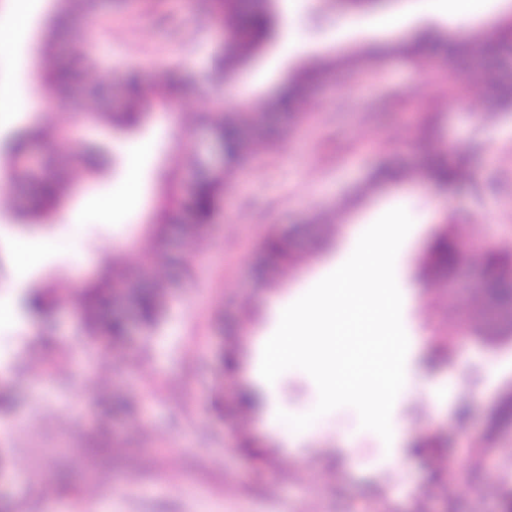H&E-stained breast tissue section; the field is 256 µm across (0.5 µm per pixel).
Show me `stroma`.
<instances>
[{"instance_id":"35a3bbf8","label":"stroma","mask_w":512,"mask_h":512,"mask_svg":"<svg viewBox=\"0 0 512 512\" xmlns=\"http://www.w3.org/2000/svg\"><path fill=\"white\" fill-rule=\"evenodd\" d=\"M407 0H274L281 36L230 79L189 93L175 111H155L136 131L86 127L79 140L101 144L110 165L73 194L80 223L57 215L28 227L14 214L20 201L0 182V303L14 304L12 242L31 241L44 251L31 283L52 286L59 305L47 323L19 336L15 323L0 325V512H505L512 491V426L493 427L492 407L512 391V335L470 331V290L486 279L476 260L423 281L416 265L427 243L448 220L474 248L512 247V108L490 107L477 68L448 73L439 55L413 60L399 54L414 37L410 26H374V17ZM93 53L103 76L137 68L145 76L164 70L210 69L221 29L200 0H128L103 9L95 21ZM27 43V42H26ZM26 43L0 49V86L22 91L31 78ZM385 49L378 65L350 71L358 51ZM311 62L331 63L333 79L317 83L305 117L282 142L259 151L231 177L204 254L185 252L189 278L172 290L160 332L135 349L103 348L89 354L77 329L76 283L120 253L137 271L152 246L146 234L165 180L185 151L210 135L209 117L231 103L239 86L253 100L270 95ZM70 106L16 111L0 117V138L23 124L58 126ZM468 159L470 178L455 198L418 176L435 145ZM140 199L136 212L106 214L98 199L111 197L128 177L127 159L138 155ZM390 165L404 178L367 187L369 173ZM386 207H402L413 227L397 255L402 324L409 340L406 385L391 423L401 433L384 443L362 429L344 406L292 429L279 412L302 415L318 402L303 370L274 383L259 372V346L290 305L352 253L359 236ZM273 228L292 234L304 262L258 287L252 258ZM253 321L239 336L240 364L220 378L218 356L227 324L241 306ZM448 334V359L425 372L440 332ZM441 389L430 412L421 387ZM224 387L225 404L252 386L265 395L250 428L276 458L259 466L231 448L214 417L212 395ZM445 441L448 461L464 481H439L429 457L412 441L421 423ZM483 440L489 452L471 470L465 445ZM97 457V467L87 465Z\"/></svg>"}]
</instances>
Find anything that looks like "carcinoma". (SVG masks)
I'll return each instance as SVG.
<instances>
[{
  "label": "carcinoma",
  "instance_id": "cac0c4a2",
  "mask_svg": "<svg viewBox=\"0 0 512 512\" xmlns=\"http://www.w3.org/2000/svg\"><path fill=\"white\" fill-rule=\"evenodd\" d=\"M103 0H58V8L47 23L43 53L48 65L39 73L38 89L52 100H72L84 104L82 111L72 113V126H55L44 130L38 126L17 129L6 151L0 153V165L8 181L16 183L33 202L17 211V217L30 225H43L50 221L70 199L76 188L97 173L104 165L103 148L81 144L67 151L48 154L39 168L25 166V158L35 142L49 138L68 140L72 130L87 124L109 127L117 131L142 127L151 111L171 108L178 103L189 81L200 86L222 82L231 78L238 69L260 52L276 27L268 0H203L212 10L222 31V40L215 53L210 70L198 77L175 79L165 73L155 75L148 82L139 70L124 75L125 104L112 109L107 79L96 69L88 49L62 54L58 44L62 35L77 26L95 21ZM512 42V22H507L498 34L479 41H450L446 37H428L407 48V53L421 57L430 50L443 55L448 68L476 53L494 55ZM328 75V68L320 65L305 66L297 78L285 84L274 96L266 99L265 108L281 114L286 125L294 124L302 114V104L308 85ZM486 82L494 87L493 102L512 103V85L498 83L491 74ZM211 131L223 151V163L211 166L196 152L183 159L182 170L196 172L187 183L176 176L171 179L156 208L149 232L155 246L151 264L145 270L129 276L128 272L112 267L100 269L94 277L76 288L80 297L79 324L84 344L123 348L131 342L128 326L121 314L113 309L117 303H126L136 312L140 333L150 335L164 320L169 302L168 283L159 276V270L181 266V254L171 250L169 232L178 230L188 244H202L209 236L211 222L227 185V175L237 166L254 157L259 144H268L272 128L266 123V113L254 111L251 99H238L228 106H220L210 118ZM422 178L437 185H462L468 178L466 158L454 150L440 146L420 171ZM479 255L486 266L492 284L481 286L473 294L476 329L489 336L509 330L512 322V252L490 249L480 254L449 223L441 229L427 246L419 260V268L426 277L451 270L460 260ZM300 260L289 241L288 233L272 229L263 238L257 260L258 286L267 288L272 281L266 271L273 268L281 273ZM57 300L44 286L31 291L25 298L30 315H44L56 306ZM239 351L231 342L220 355L224 371L237 369ZM260 402L257 392L245 389L232 406L216 399L214 408L219 420L229 430L236 448L267 461L261 443L246 427L247 420ZM492 421L499 426L512 425V393L505 395L494 408Z\"/></svg>",
  "mask_w": 512,
  "mask_h": 512
}]
</instances>
